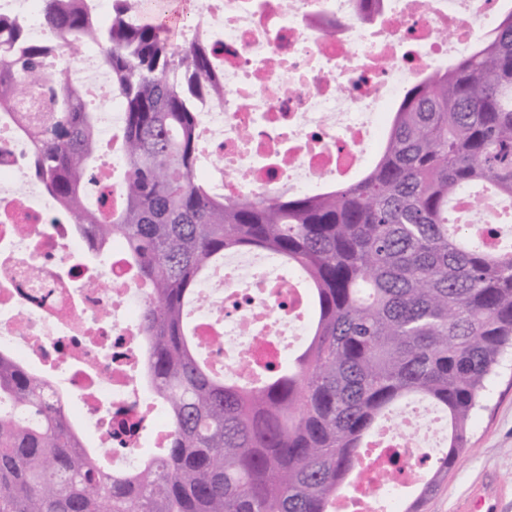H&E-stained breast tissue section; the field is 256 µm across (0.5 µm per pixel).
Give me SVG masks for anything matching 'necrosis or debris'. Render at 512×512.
Instances as JSON below:
<instances>
[{"label": "necrosis or debris", "mask_w": 512, "mask_h": 512, "mask_svg": "<svg viewBox=\"0 0 512 512\" xmlns=\"http://www.w3.org/2000/svg\"><path fill=\"white\" fill-rule=\"evenodd\" d=\"M512 0H201L187 23L214 51L223 100L199 105L207 174L225 197L304 193L352 178L383 142L391 112L408 87L456 57L473 53ZM94 45L69 60L77 86L97 98L101 154L91 186L119 198L124 161L117 134L122 106ZM29 145L16 106H0V349L24 364L58 367L55 388L96 420L97 445L120 470L138 467L144 429L163 447L166 426L136 372L144 346L137 330L145 283L113 243L104 266L56 200L28 175ZM262 273L239 263L235 276L203 281L194 321L199 343L219 348L225 365L240 353L257 364L286 354L281 326L304 306L277 259ZM99 286H83L88 277ZM364 483L342 512H398L383 475L399 454L416 472L422 452L407 431L381 433Z\"/></svg>", "instance_id": "necrosis-or-debris-1"}]
</instances>
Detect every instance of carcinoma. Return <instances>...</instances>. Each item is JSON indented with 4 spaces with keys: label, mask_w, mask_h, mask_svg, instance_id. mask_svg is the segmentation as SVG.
<instances>
[{
    "label": "carcinoma",
    "mask_w": 512,
    "mask_h": 512,
    "mask_svg": "<svg viewBox=\"0 0 512 512\" xmlns=\"http://www.w3.org/2000/svg\"><path fill=\"white\" fill-rule=\"evenodd\" d=\"M112 0H43L49 41L0 18V101L32 94L34 173L97 252L119 241L149 286L139 330L167 452L111 471L85 446L62 397L0 350V512H336L393 412L426 401L448 447L405 512H419L467 452L468 431L512 350V244L449 231L457 194L484 183L512 199V13L478 50L412 85L374 163L294 197H219L199 174L197 100L222 97L203 42L171 43ZM95 43L121 98L123 197L89 203L96 112L46 70L50 42ZM280 259L310 290L296 357L240 376L198 358L189 312L232 251Z\"/></svg>",
    "instance_id": "cac0c4a2"
}]
</instances>
